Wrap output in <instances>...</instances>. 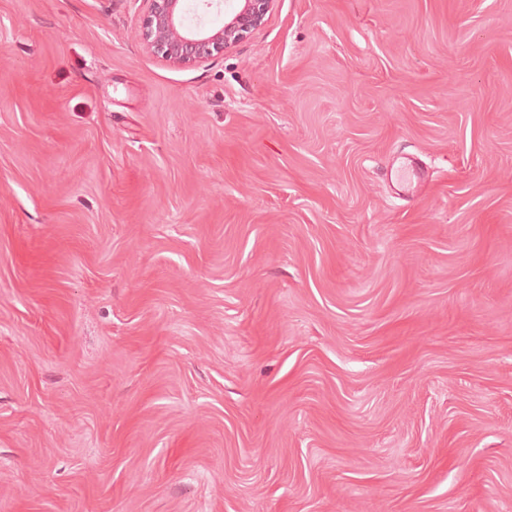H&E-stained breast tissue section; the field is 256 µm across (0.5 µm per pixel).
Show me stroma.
<instances>
[{"label":"stroma","instance_id":"obj_1","mask_svg":"<svg viewBox=\"0 0 512 512\" xmlns=\"http://www.w3.org/2000/svg\"><path fill=\"white\" fill-rule=\"evenodd\" d=\"M147 13L0 0V512H512V0ZM182 2L150 0L142 33L146 48L177 68L200 64L242 41L263 23L274 0H238V9L225 14L218 27H208L201 19L186 24Z\"/></svg>","mask_w":512,"mask_h":512}]
</instances>
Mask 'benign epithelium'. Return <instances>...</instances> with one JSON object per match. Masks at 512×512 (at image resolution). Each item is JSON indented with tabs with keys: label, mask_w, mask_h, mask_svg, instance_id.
<instances>
[{
	"label": "benign epithelium",
	"mask_w": 512,
	"mask_h": 512,
	"mask_svg": "<svg viewBox=\"0 0 512 512\" xmlns=\"http://www.w3.org/2000/svg\"><path fill=\"white\" fill-rule=\"evenodd\" d=\"M184 0H150L143 23L146 48L177 68L200 64L242 41L260 26L274 0H238L240 5L218 27L202 20L186 23Z\"/></svg>",
	"instance_id": "1"
}]
</instances>
